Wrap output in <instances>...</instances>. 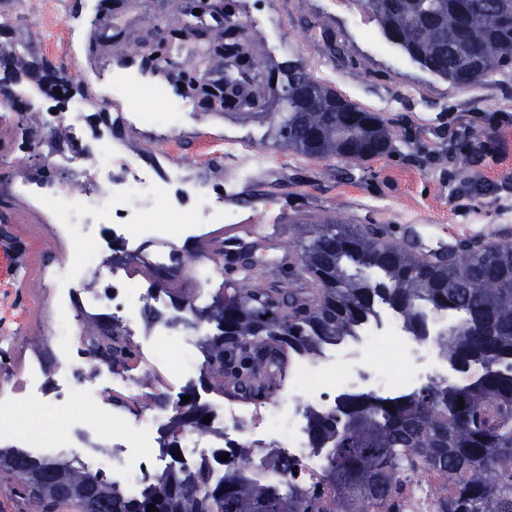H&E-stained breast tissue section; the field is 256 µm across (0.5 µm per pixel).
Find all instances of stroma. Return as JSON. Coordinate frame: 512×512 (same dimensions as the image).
<instances>
[{
  "mask_svg": "<svg viewBox=\"0 0 512 512\" xmlns=\"http://www.w3.org/2000/svg\"><path fill=\"white\" fill-rule=\"evenodd\" d=\"M97 3L0 0V26L9 28L11 46L25 58L48 61L82 86L89 130L100 126L101 107L121 111L124 127L113 132V144L138 156L144 167L158 162L181 169L186 183L154 198L145 223L114 231L99 224L61 226L33 188L43 171L56 186L77 180V172L55 164L72 152L74 137L60 124L47 129L56 107L52 98L25 82L12 85L25 109L0 112V390L14 393L18 416L34 420L0 432V448L74 459L93 470L102 459L96 433L106 422L102 407L117 412L106 422L113 441L134 450L149 445L141 414L170 410L185 397L207 407L224 398L200 380L202 337L167 326L176 314L169 302L159 307L129 302L139 325L130 373L141 391H116L97 377L96 360L79 342L93 320L111 313L91 305L90 297L108 299L116 286L142 288L151 280L129 275V255L120 245L93 255L79 247V237H134L152 255L177 244L186 273L175 285L201 307L231 293L247 261L253 285L275 292L297 261L300 230L320 221L380 228L385 240L420 256L512 242V194L460 203L462 186L448 179L449 113H512V67L482 84L458 87L410 59L377 24H366L358 0H208L204 6L199 0H126L114 18L102 16ZM221 9L242 18L244 42L262 59L261 67L243 75L256 99L271 104L277 84L271 69L301 58L318 80L381 114L393 133L391 152L352 165L305 157L275 145L267 121L205 105L196 87L185 86L173 102L134 77L125 85L115 79L98 84L96 72L105 60L131 52L149 55L174 26L189 31L173 69L175 78L183 79L189 53L217 45L219 30L208 20ZM49 134L54 149L26 150V141ZM485 135L500 141L502 152L476 167L460 162L459 171L494 183L512 179V125ZM253 154L266 158L259 191L240 194L220 215L205 214V195L230 183L225 156ZM242 221L262 225L259 241L213 243L215 229ZM216 251L224 254L220 269L210 260ZM65 341L77 345L85 370L86 391L80 396L71 395L60 375Z\"/></svg>",
  "mask_w": 512,
  "mask_h": 512,
  "instance_id": "1",
  "label": "stroma"
}]
</instances>
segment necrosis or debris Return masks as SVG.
Here are the masks:
<instances>
[{
    "label": "necrosis or debris",
    "instance_id": "1",
    "mask_svg": "<svg viewBox=\"0 0 512 512\" xmlns=\"http://www.w3.org/2000/svg\"><path fill=\"white\" fill-rule=\"evenodd\" d=\"M98 156L92 168L97 190L91 199L76 195L73 189L57 188L44 194V202L58 215L61 223H78L85 213H93L99 223L136 221V212L125 204L136 187L154 188L155 182L138 158L113 146L105 135H98ZM365 334L369 342L379 337H392L397 347L398 362L390 374L376 371L369 364H340L338 357L325 359V368L335 370L333 383L316 382L304 405L289 409L293 426L275 433L265 425L266 413L242 398L233 399L223 411L213 413L212 428L223 434L226 444L237 446L245 442L252 447V468H266L270 457L290 459L300 463V479L307 484L320 482L328 462L327 449L318 447L309 436L308 415H330L348 395L361 394L391 399L416 389L418 385L447 383L448 371L440 366L429 367L421 380L408 378L404 359L408 356L407 331L397 315H389L369 326ZM207 465L213 476L224 475V463L218 448L205 442L194 430L182 436L180 457L169 458L164 448H142L129 452L120 463L122 487L127 494H138L157 474L164 471H191ZM461 480L457 472L422 466L399 473L389 497L370 501L366 512H445L448 495Z\"/></svg>",
    "mask_w": 512,
    "mask_h": 512
}]
</instances>
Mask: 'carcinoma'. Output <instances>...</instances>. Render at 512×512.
<instances>
[{
  "label": "carcinoma",
  "instance_id": "1",
  "mask_svg": "<svg viewBox=\"0 0 512 512\" xmlns=\"http://www.w3.org/2000/svg\"><path fill=\"white\" fill-rule=\"evenodd\" d=\"M358 2L387 40L457 86L512 65V0ZM21 77L51 98L74 89L43 62L0 50V85ZM274 98L279 110L260 116L274 129L275 143L303 156L360 163L393 147L378 113L320 83L300 60L278 69ZM296 275L317 290L284 286L277 302L243 283L204 308L177 300L172 322L211 326L202 377H219L259 398L285 376L293 357H315L324 346L357 336L383 306L419 339L429 336L427 313L453 315L439 348L466 379L388 401L351 395L334 414L310 415L311 439L331 448L327 483L311 487H283L280 475L296 472L297 463L274 459L259 472L239 448L229 451L219 480L205 467L185 476L159 474L129 497L104 474L71 460L0 448V474L17 480V497L29 512L66 506L84 512L81 498L59 497L62 487L90 489L97 512H147L149 504L157 512H318L331 485L341 491V512H364L370 500L388 494L407 448L429 466L461 475L448 512H512V245L489 243L429 261L386 241L376 228L327 220L301 241ZM120 335L119 324L103 323L82 340L94 358L125 370L136 351ZM188 412L203 426L205 407L192 401L187 411L177 410L171 433L189 426Z\"/></svg>",
  "mask_w": 512,
  "mask_h": 512
}]
</instances>
